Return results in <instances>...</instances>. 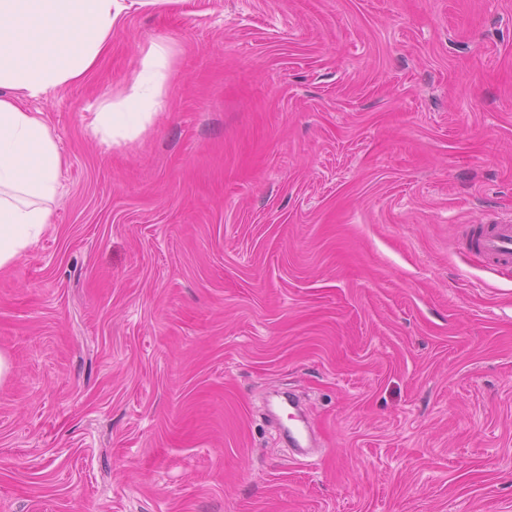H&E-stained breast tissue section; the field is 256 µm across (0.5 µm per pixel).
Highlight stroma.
Segmentation results:
<instances>
[{"label": "stroma", "instance_id": "1", "mask_svg": "<svg viewBox=\"0 0 512 512\" xmlns=\"http://www.w3.org/2000/svg\"><path fill=\"white\" fill-rule=\"evenodd\" d=\"M28 106L66 165L0 269V512H512V273L462 241L512 219V0H126ZM171 46L154 43L136 70L129 93L104 100L91 123L90 131L102 143L120 146L135 139L154 115L166 108L164 83L170 71Z\"/></svg>", "mask_w": 512, "mask_h": 512}]
</instances>
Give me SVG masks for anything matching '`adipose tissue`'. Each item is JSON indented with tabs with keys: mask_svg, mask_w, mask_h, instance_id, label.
Listing matches in <instances>:
<instances>
[{
	"mask_svg": "<svg viewBox=\"0 0 512 512\" xmlns=\"http://www.w3.org/2000/svg\"><path fill=\"white\" fill-rule=\"evenodd\" d=\"M123 0H0V268L52 222L65 158L42 113L27 103L85 81L110 46ZM171 47L150 46L129 93L102 102L92 135L135 139L166 107Z\"/></svg>",
	"mask_w": 512,
	"mask_h": 512,
	"instance_id": "1",
	"label": "adipose tissue"
}]
</instances>
